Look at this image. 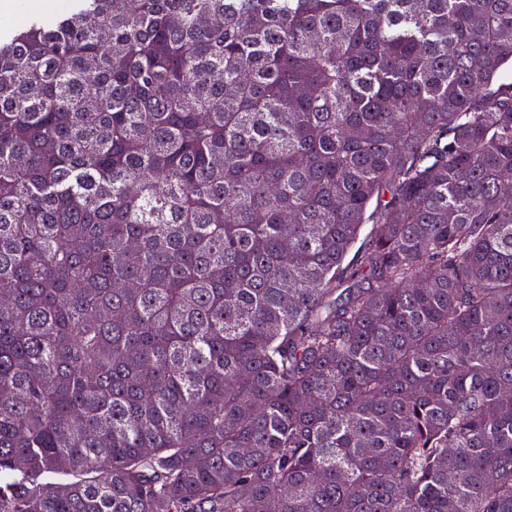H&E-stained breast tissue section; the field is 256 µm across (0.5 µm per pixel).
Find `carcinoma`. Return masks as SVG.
I'll return each mask as SVG.
<instances>
[{"mask_svg": "<svg viewBox=\"0 0 512 512\" xmlns=\"http://www.w3.org/2000/svg\"><path fill=\"white\" fill-rule=\"evenodd\" d=\"M25 19L0 512H512V0Z\"/></svg>", "mask_w": 512, "mask_h": 512, "instance_id": "obj_1", "label": "carcinoma"}]
</instances>
